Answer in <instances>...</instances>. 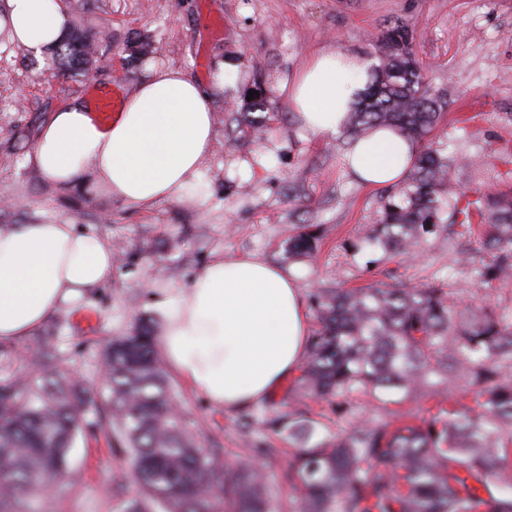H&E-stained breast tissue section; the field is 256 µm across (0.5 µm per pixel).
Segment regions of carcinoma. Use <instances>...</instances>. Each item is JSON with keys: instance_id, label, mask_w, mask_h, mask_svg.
Instances as JSON below:
<instances>
[{"instance_id": "cac0c4a2", "label": "carcinoma", "mask_w": 512, "mask_h": 512, "mask_svg": "<svg viewBox=\"0 0 512 512\" xmlns=\"http://www.w3.org/2000/svg\"><path fill=\"white\" fill-rule=\"evenodd\" d=\"M411 44L400 25L381 35L380 64L351 113V134L390 126L418 140L431 132L444 101L426 85ZM55 55L59 67L86 71L98 45L75 29ZM455 164L424 147L369 243L407 254L438 230L442 215L467 228L477 215L489 223L480 279L512 277V198L456 194ZM317 239L306 226L285 253L307 255ZM314 313L320 329L289 387L298 405L266 421L300 441L288 467L299 512H512V324L491 308L457 310L431 286L319 288ZM59 336L57 327L40 336L25 376H0V512H50L48 474L70 472L77 437L97 428L130 460L112 486L116 495L133 486L120 512H285L253 459L226 467L221 449L175 412L153 323L140 319L112 337L101 394L74 378ZM463 379L469 401L457 395ZM358 392L420 395L433 405L419 422L406 414L358 420L341 435L317 437L304 399L345 403Z\"/></svg>"}]
</instances>
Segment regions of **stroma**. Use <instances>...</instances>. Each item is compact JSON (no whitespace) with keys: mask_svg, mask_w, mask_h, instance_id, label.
Segmentation results:
<instances>
[{"mask_svg":"<svg viewBox=\"0 0 512 512\" xmlns=\"http://www.w3.org/2000/svg\"><path fill=\"white\" fill-rule=\"evenodd\" d=\"M69 13L101 45L90 73L59 70L49 51L39 59L0 45V151L19 155L14 166H0V225L66 221L117 251L111 282L55 313L66 323V347L86 385L99 387V360L112 336L140 317H160L161 303L219 258L280 265L307 297L321 287L431 285L453 306L512 315V279L482 283L467 262L487 225H442L407 256L367 246L393 188L361 185L344 164L347 133L309 136L283 89L312 52L372 62L375 39L403 25L427 82L445 101L432 138L461 160L452 174L458 192L512 196V0H73ZM158 65L215 88L212 150L180 201L141 211L94 183L83 190L55 185L29 164L36 132L62 105L89 94L94 83L105 93L129 92ZM258 86L272 104L254 125L245 122L243 105ZM308 224L319 227L316 252L285 258V243ZM171 382L190 429L216 441L225 462L248 457L254 446L277 449L262 464L266 482L284 502L294 499L287 473L297 443L265 425L293 408L287 387L263 405L227 413L179 377ZM428 406L419 398L382 404L356 395L345 413L326 401L309 409L318 436L330 437L357 419L403 411L422 417ZM72 463L81 480L58 484L56 512H116L112 480L129 470L125 453L95 432L78 438Z\"/></svg>","mask_w":512,"mask_h":512,"instance_id":"stroma-1","label":"stroma"}]
</instances>
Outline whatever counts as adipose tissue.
<instances>
[{
  "label": "adipose tissue",
  "instance_id": "adipose-tissue-1",
  "mask_svg": "<svg viewBox=\"0 0 512 512\" xmlns=\"http://www.w3.org/2000/svg\"><path fill=\"white\" fill-rule=\"evenodd\" d=\"M6 14L32 54L65 35L59 0H7ZM369 83L363 58L319 50L294 72L288 100L303 129L325 139L344 128ZM213 137L209 90L184 70L158 67L108 122L83 100L59 108L30 158L42 177L62 187L92 180L108 186L112 199L148 211L181 200ZM418 155L405 132L376 127L350 146L344 161L361 183L382 187L404 180ZM111 278L112 251L98 236L39 220L0 227V343L33 335L62 303ZM161 312L165 361L229 413L267 402L300 368L311 334L301 287L281 267L256 258L210 263Z\"/></svg>",
  "mask_w": 512,
  "mask_h": 512
}]
</instances>
